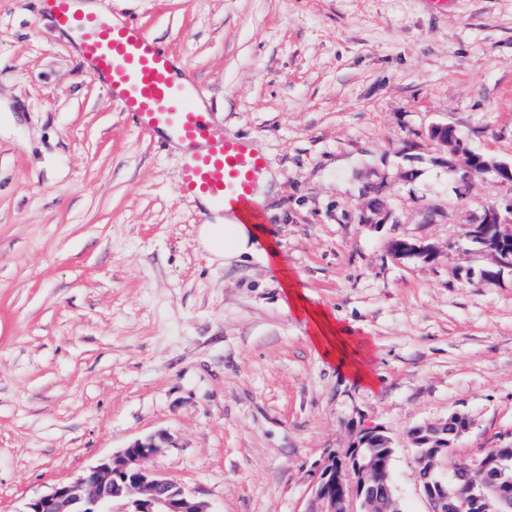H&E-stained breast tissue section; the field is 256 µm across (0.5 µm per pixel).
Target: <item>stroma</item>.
Listing matches in <instances>:
<instances>
[{"label":"stroma","instance_id":"stroma-1","mask_svg":"<svg viewBox=\"0 0 512 512\" xmlns=\"http://www.w3.org/2000/svg\"><path fill=\"white\" fill-rule=\"evenodd\" d=\"M99 3L182 57L279 192L260 253L210 262L175 149L40 0H0V512L159 433L144 467L213 512H305L368 428L392 440L403 512H428L415 426L466 415L451 461L471 468L511 448L512 266L469 232L512 185L463 177L431 131L512 162V0ZM294 295L329 315L330 350Z\"/></svg>","mask_w":512,"mask_h":512}]
</instances>
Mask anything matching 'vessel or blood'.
<instances>
[{
	"mask_svg": "<svg viewBox=\"0 0 512 512\" xmlns=\"http://www.w3.org/2000/svg\"><path fill=\"white\" fill-rule=\"evenodd\" d=\"M71 2L43 0L58 28L78 33L81 56L120 110L138 128L178 145L179 194L219 212L233 211L241 223H264L257 186L268 158L250 137L211 126L202 108L204 89L182 58L140 23L75 11Z\"/></svg>",
	"mask_w": 512,
	"mask_h": 512,
	"instance_id": "obj_1",
	"label": "vessel or blood"
}]
</instances>
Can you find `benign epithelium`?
Masks as SVG:
<instances>
[{"instance_id": "benign-epithelium-1", "label": "benign epithelium", "mask_w": 512, "mask_h": 512, "mask_svg": "<svg viewBox=\"0 0 512 512\" xmlns=\"http://www.w3.org/2000/svg\"><path fill=\"white\" fill-rule=\"evenodd\" d=\"M460 169L467 175L492 174L512 183V163L499 162L464 150ZM512 200L505 213L493 209L482 224L470 231L499 261L512 263ZM392 251L398 256L432 258L435 250L407 241H396ZM470 422L460 413L448 419L417 426L411 431L419 467H427L419 488L428 512H507L512 508V481L503 466L512 460V448H493L479 461L484 474L481 484H464L457 489L445 485L435 472V461L468 431ZM165 437L161 434L136 441L117 454L102 460L78 479L60 482L46 494L30 499L19 512H211L207 502L188 493L177 481L141 465L154 454ZM391 440L379 430L364 432L341 458L324 462L306 512H385L392 500L389 489ZM123 502L116 511L113 503Z\"/></svg>"}]
</instances>
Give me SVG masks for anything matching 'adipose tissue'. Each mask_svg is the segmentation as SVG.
<instances>
[{
  "mask_svg": "<svg viewBox=\"0 0 512 512\" xmlns=\"http://www.w3.org/2000/svg\"><path fill=\"white\" fill-rule=\"evenodd\" d=\"M198 243L210 261L229 267L255 255L259 237L256 225L240 223L235 214L228 212L212 215L200 226Z\"/></svg>",
  "mask_w": 512,
  "mask_h": 512,
  "instance_id": "ef3b65f1",
  "label": "adipose tissue"
}]
</instances>
